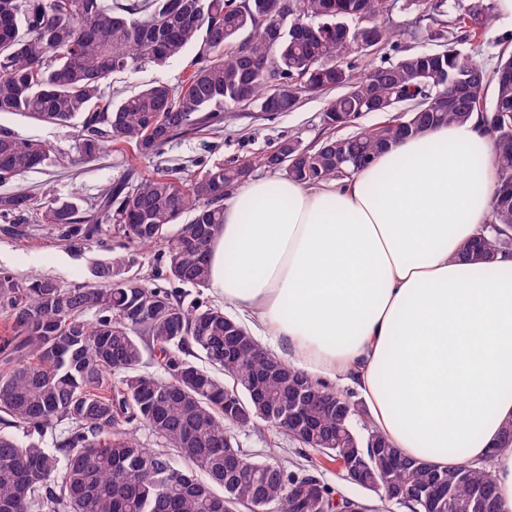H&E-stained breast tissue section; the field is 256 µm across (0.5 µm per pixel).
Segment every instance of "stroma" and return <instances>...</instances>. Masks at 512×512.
<instances>
[{
	"mask_svg": "<svg viewBox=\"0 0 512 512\" xmlns=\"http://www.w3.org/2000/svg\"><path fill=\"white\" fill-rule=\"evenodd\" d=\"M190 61L186 55L163 66L145 64L135 81L121 76L109 80L104 95L117 100L157 80L177 85L187 76ZM325 101V96L305 94L295 111L273 115L263 114L254 104L234 107L227 112L223 128L176 137L160 156L143 158L133 150L112 145L97 159L81 164L72 161L73 129L2 113L0 128L24 139L44 142L52 153L42 170L26 172L10 183L0 184V195L29 192L38 197H72L87 206L105 187L130 172L144 178L161 168H177L188 176L215 164L249 161L255 165V174L261 175L265 169L259 161L279 139L298 135L309 143L321 135ZM123 245L124 239L118 234L70 243L61 240L56 230L35 220L12 224L0 219V269L21 280L49 277L69 286L92 283L96 265L121 254ZM235 438L251 457H271L294 471L311 464L309 455L283 432L239 431Z\"/></svg>",
	"mask_w": 512,
	"mask_h": 512,
	"instance_id": "35a3bbf8",
	"label": "stroma"
}]
</instances>
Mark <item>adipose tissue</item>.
I'll return each instance as SVG.
<instances>
[{
	"label": "adipose tissue",
	"instance_id": "ef3b65f1",
	"mask_svg": "<svg viewBox=\"0 0 512 512\" xmlns=\"http://www.w3.org/2000/svg\"><path fill=\"white\" fill-rule=\"evenodd\" d=\"M494 158L473 120L341 179L253 178L224 203L210 288L282 361L355 388L404 456L489 462L512 512V252L463 257L488 222Z\"/></svg>",
	"mask_w": 512,
	"mask_h": 512
}]
</instances>
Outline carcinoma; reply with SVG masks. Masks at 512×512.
Segmentation results:
<instances>
[{"label": "carcinoma", "mask_w": 512, "mask_h": 512, "mask_svg": "<svg viewBox=\"0 0 512 512\" xmlns=\"http://www.w3.org/2000/svg\"><path fill=\"white\" fill-rule=\"evenodd\" d=\"M315 32L263 22L283 17L284 0H0V113L72 127L75 161L98 157L106 143L158 156L178 135L224 125V112L245 103L293 112L300 95L339 89L321 113L323 134L311 143L281 139L263 165L292 181L316 183L352 175L399 141L432 128L478 118L495 148L497 187L487 243L512 249V51L490 72L472 46L493 19V3L450 16L447 0H406L437 12V48L407 52L359 74L350 44L336 29L362 24L367 52L394 50L401 33L382 22L390 0H296ZM194 52L189 75L173 87L155 81L118 101L104 97L115 74L163 65ZM383 105L384 120H360ZM349 128L345 135L338 131ZM46 144L0 129V183L50 161ZM297 154L292 167L276 165ZM253 177L250 163L216 164L192 176L162 171L133 183L115 181L84 209L70 199L0 196V218L16 224L32 212L67 241L112 230L127 252L99 265L97 282L69 287L53 278L21 281L0 271V512H225L262 497L275 512H323L338 492L298 484L314 470L290 471L269 460L253 469L228 466L244 454L232 430H280L297 414L298 444L358 483L352 461L388 502L410 512H498L489 464L440 470L407 458L377 430L355 425L361 403L280 359L251 347L247 326L203 298L209 248L224 223V198ZM163 248L169 286L131 273L137 250ZM196 289L185 302L179 288ZM149 342L160 377L141 373ZM261 384L265 403L251 392ZM155 438L151 448L140 428ZM51 438L54 447L43 446Z\"/></svg>", "instance_id": "obj_1"}]
</instances>
